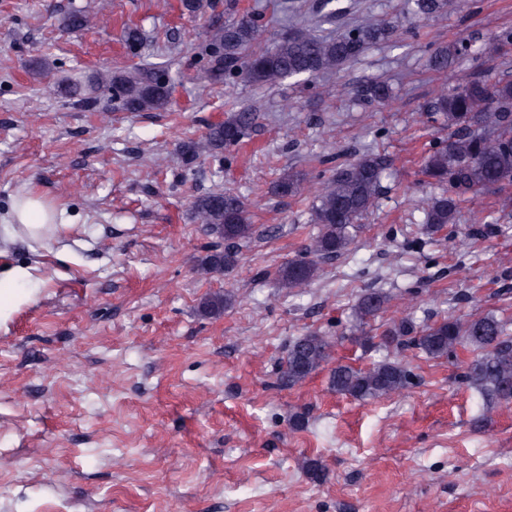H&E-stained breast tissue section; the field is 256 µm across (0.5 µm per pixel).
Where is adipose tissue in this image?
Returning a JSON list of instances; mask_svg holds the SVG:
<instances>
[{"label":"adipose tissue","instance_id":"obj_1","mask_svg":"<svg viewBox=\"0 0 512 512\" xmlns=\"http://www.w3.org/2000/svg\"><path fill=\"white\" fill-rule=\"evenodd\" d=\"M69 222L64 211L55 209L33 194L15 197L6 223L0 225V243H11L24 237L41 245L57 238ZM32 268L15 265L0 271V319L17 305L30 301L22 286L31 281Z\"/></svg>","mask_w":512,"mask_h":512}]
</instances>
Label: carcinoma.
Segmentation results:
<instances>
[{
	"label": "carcinoma",
	"instance_id": "cac0c4a2",
	"mask_svg": "<svg viewBox=\"0 0 512 512\" xmlns=\"http://www.w3.org/2000/svg\"><path fill=\"white\" fill-rule=\"evenodd\" d=\"M451 0H412L411 8L419 18L437 16L450 6ZM391 29L378 21H369L334 38L323 37L309 29L297 28L271 48L249 56L243 50L260 36L254 17L239 19L209 33L217 59L210 77L219 80L224 72L238 71L250 83L275 85L287 78L329 73L359 56L368 46L389 39ZM457 56L455 48L441 49L432 58L440 71L448 70ZM72 98L87 100L98 92L112 91L117 106L125 112H144L167 108L169 85L160 82L152 69L135 72L96 73L87 79L65 80ZM371 102L385 103L391 92L383 81H372L363 89ZM431 110L440 114L448 126V144L428 155L423 164L426 177L442 186V192L429 199L424 209L427 231L438 230L456 220L465 195L484 189L512 184V82L474 79L450 93H442L430 102ZM255 122L252 112H231L224 122L212 125L205 136L204 148L221 151L240 143L249 135ZM388 167L385 155L367 152L354 161L336 167L323 193L312 207L313 223L318 232L301 255L281 268L280 284L294 289L307 285L319 264L346 252L354 240L358 221L373 207L381 188V178ZM298 180L286 174L275 185L281 197L293 196ZM191 208L198 223L215 233L224 228L223 244L217 246L200 263L206 274H222L233 268L239 248L251 240L245 203L233 192H211L195 197ZM231 304L226 294L203 297L200 312L209 317L224 313ZM386 297L378 291L366 293L357 306L359 336L368 341L362 325L383 310ZM386 342L401 347L414 346L433 358L445 357L457 349L478 352L465 372V382L483 395L486 408L512 402V334L508 322L496 314L467 319L448 316L419 331L403 323L388 329ZM329 342L323 336H299L288 346L283 378L290 385L304 381L329 358ZM409 371L399 361L384 359L367 369L338 365L329 385L339 395L359 400L382 399L405 389Z\"/></svg>",
	"mask_w": 512,
	"mask_h": 512
}]
</instances>
